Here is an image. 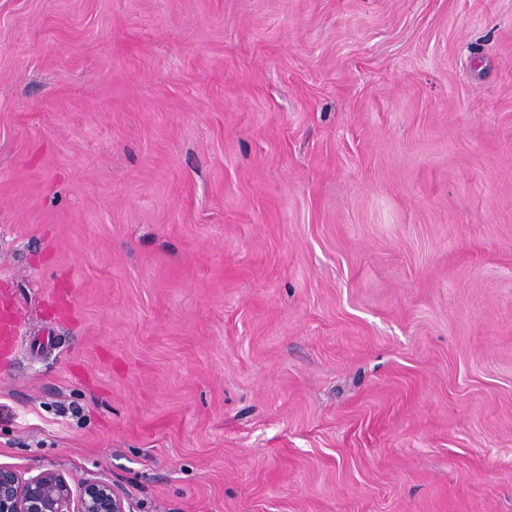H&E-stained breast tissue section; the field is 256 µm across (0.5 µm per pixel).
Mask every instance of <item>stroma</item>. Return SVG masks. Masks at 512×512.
Here are the masks:
<instances>
[{
	"instance_id": "35a3bbf8",
	"label": "stroma",
	"mask_w": 512,
	"mask_h": 512,
	"mask_svg": "<svg viewBox=\"0 0 512 512\" xmlns=\"http://www.w3.org/2000/svg\"><path fill=\"white\" fill-rule=\"evenodd\" d=\"M4 307L25 475L512 512V0H0Z\"/></svg>"
}]
</instances>
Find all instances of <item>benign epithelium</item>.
Returning a JSON list of instances; mask_svg holds the SVG:
<instances>
[{"mask_svg":"<svg viewBox=\"0 0 512 512\" xmlns=\"http://www.w3.org/2000/svg\"><path fill=\"white\" fill-rule=\"evenodd\" d=\"M0 512H131L125 500L103 479L73 486L56 469L25 478L0 465Z\"/></svg>","mask_w":512,"mask_h":512,"instance_id":"benign-epithelium-1","label":"benign epithelium"}]
</instances>
